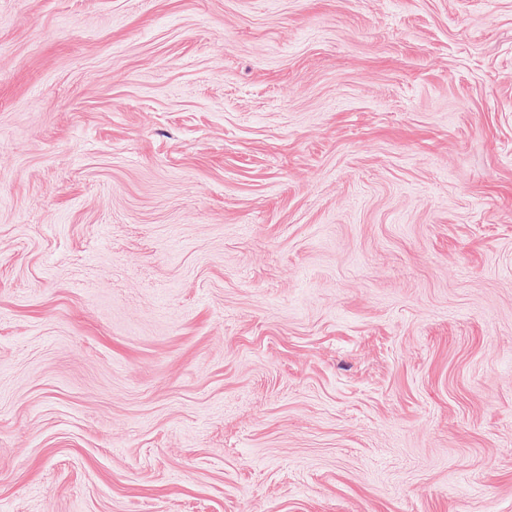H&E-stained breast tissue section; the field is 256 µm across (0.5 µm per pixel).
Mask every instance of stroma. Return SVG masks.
<instances>
[{"label":"stroma","mask_w":512,"mask_h":512,"mask_svg":"<svg viewBox=\"0 0 512 512\" xmlns=\"http://www.w3.org/2000/svg\"><path fill=\"white\" fill-rule=\"evenodd\" d=\"M0 512H512V0H0Z\"/></svg>","instance_id":"1"}]
</instances>
